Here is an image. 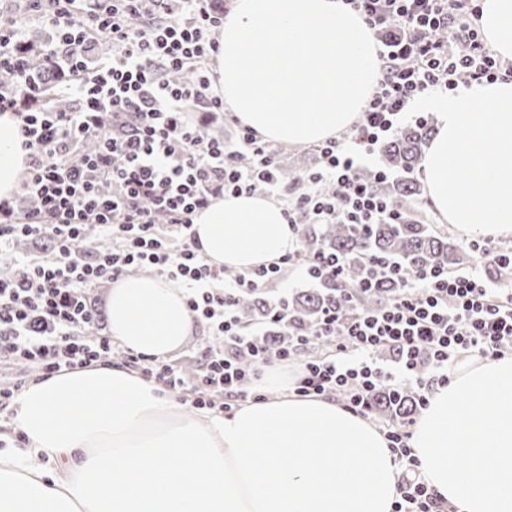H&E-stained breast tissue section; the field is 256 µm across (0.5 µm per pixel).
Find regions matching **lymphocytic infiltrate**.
Masks as SVG:
<instances>
[{
    "instance_id": "f902f5d3",
    "label": "lymphocytic infiltrate",
    "mask_w": 512,
    "mask_h": 512,
    "mask_svg": "<svg viewBox=\"0 0 512 512\" xmlns=\"http://www.w3.org/2000/svg\"><path fill=\"white\" fill-rule=\"evenodd\" d=\"M31 16L55 33L44 46L72 101L62 111L42 97L24 60L23 18L0 21V71L20 93L0 94V114L17 122L28 169L17 209L0 198V365L20 364L46 379L64 370L112 362L110 338L92 337L96 313L89 290L150 270L182 288L214 345L194 355L186 372L153 355L126 353L124 365L169 392H192L199 409L231 413L247 399L264 400L257 382L271 364L299 362L293 391L336 397L363 417L380 389H410L424 410L434 386L448 385L455 359L484 360L512 350V286L492 279V266L512 268V244L473 239L476 266L426 265L408 272L393 259L370 261L373 281L394 283L378 306L342 316L327 307L301 328L279 300L257 322L244 323L238 299L298 269L324 283L343 278L337 255L301 251L246 273H231L200 251L194 218L224 194L255 192L282 200L292 228L303 224H400L404 217L359 177L376 145L405 121L426 123L415 105L474 83L512 76V63L486 46L478 0H343L371 30L381 77L360 120L341 138L320 143L319 164L285 194L276 149L247 126L235 142L207 137L193 112H220L208 64L214 33L224 24L213 0H27ZM452 33V41L440 32ZM112 44V60L89 66L96 33ZM192 70L176 82L172 73ZM49 238L51 250L16 254L19 240ZM385 436L401 466L393 512H457L432 490L412 455L409 423Z\"/></svg>"
}]
</instances>
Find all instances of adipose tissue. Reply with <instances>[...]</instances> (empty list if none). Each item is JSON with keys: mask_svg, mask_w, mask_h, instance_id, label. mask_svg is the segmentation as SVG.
Returning <instances> with one entry per match:
<instances>
[{"mask_svg": "<svg viewBox=\"0 0 512 512\" xmlns=\"http://www.w3.org/2000/svg\"><path fill=\"white\" fill-rule=\"evenodd\" d=\"M492 51L512 59V0H480ZM421 166L432 208L459 238H512V80L430 102ZM0 114V198L27 170ZM202 253L245 273L297 246L280 204L227 194L195 219ZM113 340L166 357L193 331L183 291L126 275L107 295ZM277 399L205 418L120 364L67 370L15 403L22 448H0V512H392L400 466L385 435L335 400L300 398L270 370ZM420 471L459 512H512V355L469 359L432 394L410 442ZM492 483H485V475Z\"/></svg>", "mask_w": 512, "mask_h": 512, "instance_id": "obj_1", "label": "adipose tissue"}]
</instances>
